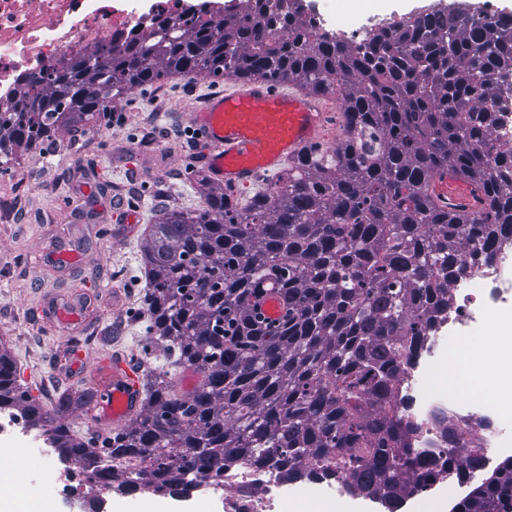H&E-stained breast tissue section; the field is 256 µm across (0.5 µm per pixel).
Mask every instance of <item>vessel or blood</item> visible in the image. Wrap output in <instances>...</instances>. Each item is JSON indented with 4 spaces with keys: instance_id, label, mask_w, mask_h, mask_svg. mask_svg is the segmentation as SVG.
I'll use <instances>...</instances> for the list:
<instances>
[{
    "instance_id": "obj_1",
    "label": "vessel or blood",
    "mask_w": 512,
    "mask_h": 512,
    "mask_svg": "<svg viewBox=\"0 0 512 512\" xmlns=\"http://www.w3.org/2000/svg\"><path fill=\"white\" fill-rule=\"evenodd\" d=\"M332 112L311 93L285 90L261 81L236 82L209 94L190 115L189 131L205 144L201 164L212 181L233 191L280 170L305 149L320 145ZM434 190L449 210L482 215L472 187L454 172L435 177ZM253 313L274 327L286 317L288 305L280 293L261 289L251 300ZM76 368L95 392L102 410L100 425H129L143 408L142 368L125 354L106 360L78 355Z\"/></svg>"
}]
</instances>
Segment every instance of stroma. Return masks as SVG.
<instances>
[{
    "label": "stroma",
    "instance_id": "35a3bbf8",
    "mask_svg": "<svg viewBox=\"0 0 512 512\" xmlns=\"http://www.w3.org/2000/svg\"><path fill=\"white\" fill-rule=\"evenodd\" d=\"M231 84L199 75L134 88L118 121L60 133L0 175V339L18 384L44 411L54 412L61 392L85 387L72 369V348L95 359L132 354L147 369L163 365L142 302L143 225L157 211L201 203L206 184L195 174L203 147L188 135V116L206 93ZM133 208L142 210L143 224L126 223ZM86 293L82 327L60 324L47 311L49 302ZM448 356L459 373L512 401V374L487 375L490 361L453 347Z\"/></svg>",
    "mask_w": 512,
    "mask_h": 512
}]
</instances>
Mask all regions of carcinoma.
I'll list each match as a JSON object with an SVG mask.
<instances>
[{"label":"carcinoma","instance_id":"obj_1","mask_svg":"<svg viewBox=\"0 0 512 512\" xmlns=\"http://www.w3.org/2000/svg\"><path fill=\"white\" fill-rule=\"evenodd\" d=\"M302 0H243L212 11L184 7L110 54L46 68L0 109V156L49 144L62 129L104 119L129 89L199 74L339 92L347 116L335 149L288 161L268 192L240 209L209 188L191 211L164 210L142 234L150 334L173 366L204 382L179 396L167 374L149 372L134 423L99 433L96 448L42 411L0 351V409L21 411L58 455L96 468L101 460L155 452L133 480L98 478L129 491H185L203 472L240 458L288 453L304 475L339 457L336 476L395 512L420 489L417 460L392 379L408 337L448 310L438 274H465V249L512 234V156L490 163L478 145L492 133L496 80L512 74V30L457 0L380 30L355 52L310 38ZM455 170L484 195L470 218L436 202L430 181ZM273 286L288 303L274 330L251 310ZM452 512H512V459L499 464Z\"/></svg>","mask_w":512,"mask_h":512}]
</instances>
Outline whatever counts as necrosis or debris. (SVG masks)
<instances>
[{"label":"necrosis or debris","instance_id":"necrosis-or-debris-1","mask_svg":"<svg viewBox=\"0 0 512 512\" xmlns=\"http://www.w3.org/2000/svg\"><path fill=\"white\" fill-rule=\"evenodd\" d=\"M179 11L177 0H154L143 12L140 0H123L113 9L112 0H0V107H8L26 76L42 67H62L75 57L126 40L130 32L150 27L151 16L163 18ZM304 21L313 31L335 33L348 47L367 43L380 29L397 24L394 16L375 15L347 26L311 10ZM495 92L505 110L499 113L494 134L481 150L490 161L512 155V75L500 78ZM492 258L479 261L468 274L447 279L450 305L432 321L424 336L408 344L406 357L393 387L400 411L413 425L409 443L427 476L413 494V512H424L429 501L444 494H458L464 487L460 464L470 453L482 463L512 457V409L494 398L463 396L436 381V372L448 363L449 346L469 337L476 328L489 326L490 314L512 308V237L492 243ZM452 430L455 442L444 432ZM31 447L45 460L53 458L45 438L18 411L0 409V450L13 452ZM336 461L326 458L310 476L287 481L281 459L263 463L241 459L223 474L205 473L197 490L221 501L224 512H276L287 498L312 493L339 502L345 512H376L375 499L335 477ZM50 487L61 496H90L97 491L89 470L79 464H56Z\"/></svg>","mask_w":512,"mask_h":512}]
</instances>
